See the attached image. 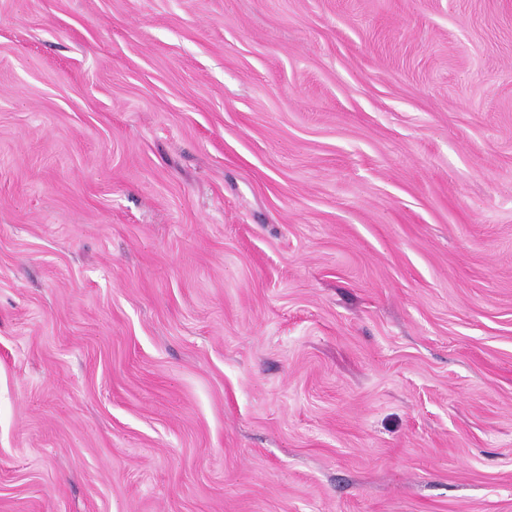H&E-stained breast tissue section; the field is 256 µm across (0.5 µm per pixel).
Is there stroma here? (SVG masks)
I'll list each match as a JSON object with an SVG mask.
<instances>
[{
    "instance_id": "1",
    "label": "stroma",
    "mask_w": 512,
    "mask_h": 512,
    "mask_svg": "<svg viewBox=\"0 0 512 512\" xmlns=\"http://www.w3.org/2000/svg\"><path fill=\"white\" fill-rule=\"evenodd\" d=\"M0 512H512V0H0Z\"/></svg>"
}]
</instances>
